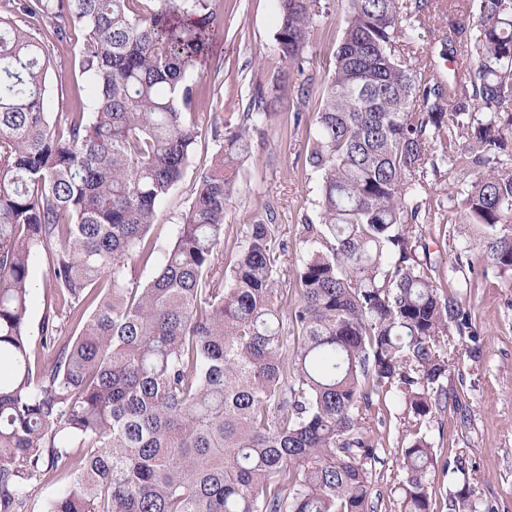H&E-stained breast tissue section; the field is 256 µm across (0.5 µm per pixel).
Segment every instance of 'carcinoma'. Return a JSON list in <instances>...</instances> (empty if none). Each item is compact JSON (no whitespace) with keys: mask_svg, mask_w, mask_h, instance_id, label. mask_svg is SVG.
<instances>
[{"mask_svg":"<svg viewBox=\"0 0 512 512\" xmlns=\"http://www.w3.org/2000/svg\"><path fill=\"white\" fill-rule=\"evenodd\" d=\"M213 0H10L0 12V512L28 483L65 481L46 512H374V405L404 400L402 512H433L423 422L448 394L451 331L478 335L455 292L470 249L442 274L413 228L448 201L512 283V0H448L439 51L421 50L430 0H349L306 162L321 176L304 220L298 300L282 304L276 225H243L224 265V209L247 128L167 246L158 209L206 122L199 85ZM276 50L299 66L319 0H277ZM478 16L473 21L471 17ZM82 35L86 98L54 112L49 49L27 18ZM461 56L448 79L436 58ZM50 255L52 308L28 332L34 257ZM159 261L145 284L136 265ZM78 330L61 336L59 320ZM47 356L32 369L37 353ZM449 512H495L457 467Z\"/></svg>","mask_w":512,"mask_h":512,"instance_id":"carcinoma-1","label":"carcinoma"}]
</instances>
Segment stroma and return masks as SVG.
I'll use <instances>...</instances> for the list:
<instances>
[{
    "label": "stroma",
    "mask_w": 512,
    "mask_h": 512,
    "mask_svg": "<svg viewBox=\"0 0 512 512\" xmlns=\"http://www.w3.org/2000/svg\"><path fill=\"white\" fill-rule=\"evenodd\" d=\"M320 5L305 62L297 70L282 62L274 48L276 0H216L222 32L212 59L192 78L203 89L202 112L215 118L218 126L204 128L190 167L158 210L156 229L161 242L175 237L198 176L218 161L221 143L214 130L246 126L249 103L260 97L273 99L274 115L251 131V153L237 168L236 190L224 212V254L232 256L243 225L273 219L284 247L278 285L292 302L297 299L295 269L303 252L301 225L305 218H316L318 210L319 176L305 163L309 126L347 13V0H320ZM34 34L52 55L48 80L53 109L69 111L87 85L80 41L57 42L44 24L36 25ZM305 86L311 93L304 100L300 90ZM447 217V223L421 227L430 257L443 271L462 250H470L472 260L480 258L475 235L460 227L455 212ZM458 292L475 315L478 336H452L447 348L451 367L444 384L466 408L436 414L427 426V439L437 463L452 464L460 458L473 465L478 497L496 512H512V288L490 271L459 282ZM407 421L405 404L393 403L367 422L378 445L372 480L383 498L377 512L401 510L400 460L412 440Z\"/></svg>",
    "instance_id": "35a3bbf8"
}]
</instances>
